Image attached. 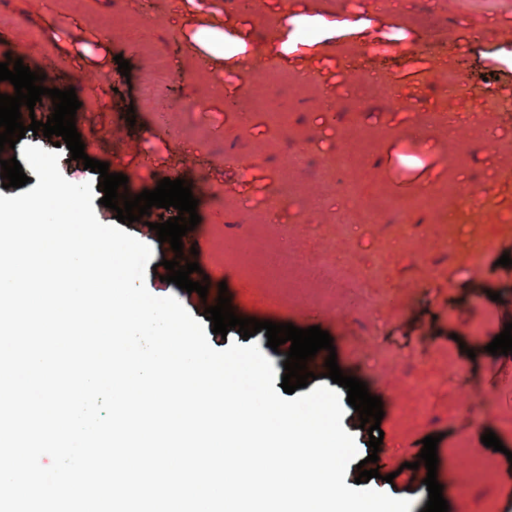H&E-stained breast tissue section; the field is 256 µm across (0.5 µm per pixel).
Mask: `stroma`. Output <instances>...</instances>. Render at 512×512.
Returning a JSON list of instances; mask_svg holds the SVG:
<instances>
[{"instance_id":"1","label":"stroma","mask_w":512,"mask_h":512,"mask_svg":"<svg viewBox=\"0 0 512 512\" xmlns=\"http://www.w3.org/2000/svg\"><path fill=\"white\" fill-rule=\"evenodd\" d=\"M288 12L292 43L298 51L285 55L280 39L267 36L269 24ZM318 18V28L306 25ZM512 23V0H253L231 9L226 0H0V45L28 46L37 63L59 71L91 73L95 92L77 90L81 103L76 128L87 143L88 157L108 163L110 172L128 178L136 195L155 189L161 173L177 153L191 151L204 164L188 169L184 179L198 201L199 226L210 237L200 268L210 281L211 294L226 290L235 313L242 317L290 323L305 329L304 310L284 302L257 307L240 299L235 266L221 256L220 234L235 225H248L249 211L257 205L271 209V220L261 234L277 226H296L288 244L307 259L325 251L340 257L345 281L336 302L340 316L321 322L345 375L365 382L371 395L380 397L384 416L380 428L382 453L404 465L393 480L394 491L411 499L410 512H422L428 501L423 480L426 467L416 461L426 436L438 437L437 480L449 512H512V433L502 432L499 417L512 415V357L491 355L486 347L506 324L512 323V266L496 265L503 253H512V99L490 97L488 105L473 108L470 98L446 97L441 88L404 81V59L389 38H399L404 49L417 55L436 52L447 62L444 77L460 85L496 87L512 81V44L494 37L493 21ZM222 33L229 53L217 56L199 42V28ZM372 45L368 83L324 84L321 65L343 70L347 56L363 42ZM259 48L290 82L283 93V108L293 116L290 131L272 125L264 113L235 107L249 81V50ZM128 60L129 76H121L117 61ZM164 58L172 73L160 77L152 92L143 89L146 61ZM394 89L406 111H396L386 89ZM203 106H196V99ZM134 109L140 120L131 126L153 158L152 170L142 167L139 154H124L109 131L116 113ZM466 117L464 128L436 121L439 112ZM354 118L368 126L375 143L360 191L365 196L392 197L429 193L449 182L472 187L474 177L492 187L497 208L486 217L484 240L490 248L481 257V271L471 274L468 252L460 250L453 262L439 270L428 267L442 243L433 232L431 214H416L412 223L424 225L420 241L398 245L358 230L349 239L335 224L342 199L328 193L318 172L304 174L306 198H321L319 208L301 211L289 199L274 195L283 174L276 166L278 152L294 146L297 136L308 139L312 155L335 152L343 120ZM497 151L478 153L486 140ZM473 156L458 163L459 151ZM228 154L253 155L245 171L224 162ZM237 191L225 196V183ZM149 224H133L126 231L149 244L158 270L147 273L146 285L175 296L201 318L204 307L196 296L164 282L160 261L170 244L159 243ZM365 281L378 303L367 318L356 320L354 287ZM500 293V300L489 297ZM464 391L485 396L482 410H469L460 400ZM435 419H428V412ZM498 433L503 451L486 447L485 432ZM470 451L497 475L488 493L461 499L459 459Z\"/></svg>"}]
</instances>
